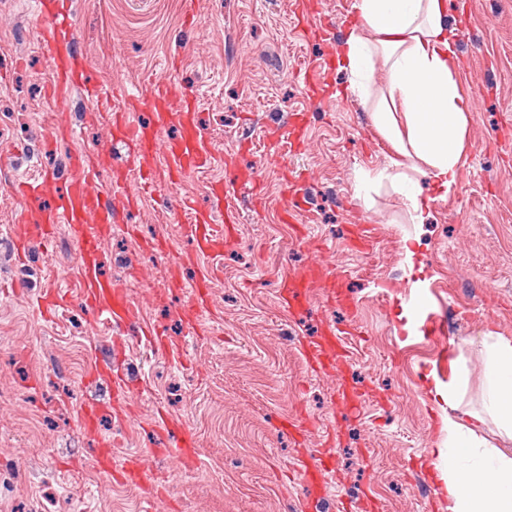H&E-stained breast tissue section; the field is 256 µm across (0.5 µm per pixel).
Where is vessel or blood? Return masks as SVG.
<instances>
[{
	"instance_id": "obj_1",
	"label": "vessel or blood",
	"mask_w": 512,
	"mask_h": 512,
	"mask_svg": "<svg viewBox=\"0 0 512 512\" xmlns=\"http://www.w3.org/2000/svg\"><path fill=\"white\" fill-rule=\"evenodd\" d=\"M54 3L55 16L49 21L40 44L41 52L55 67L52 95L62 107L76 91L94 111L107 113L112 140L127 154L125 167L115 170L113 177L114 185L126 190V206H133L138 194L148 192L161 178L180 181L207 169L213 152L191 120V100L180 99L164 82L154 83L146 94L132 96L89 80L84 60L70 47L73 34L61 19L66 0H54ZM144 109L153 112L152 122L145 124L134 120V113ZM173 123L180 126V136L164 137L165 128ZM68 160L74 176L65 188H57L52 174L41 173L17 181L12 192L18 199L31 204L27 218L39 224L43 238L54 239L63 229L78 244L82 265L77 296L93 313L97 326L117 327L131 321L136 309L125 282L97 273L98 256L115 221L112 202L104 188L98 185L102 163L79 152L70 153ZM54 192L60 196L59 204L51 209H37V202ZM213 196L212 207L207 211L194 209L186 198L179 203L180 209L190 215V222L184 225L183 232L196 256L222 251L225 239L232 237L236 230L237 213L225 205L222 188H214ZM218 211L224 215L220 224L214 221ZM209 288L210 281L206 278L193 285L185 309L188 316L199 317L207 312Z\"/></svg>"
}]
</instances>
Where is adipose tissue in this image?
<instances>
[{"mask_svg": "<svg viewBox=\"0 0 512 512\" xmlns=\"http://www.w3.org/2000/svg\"><path fill=\"white\" fill-rule=\"evenodd\" d=\"M355 17L336 46L348 88L371 113L393 155L379 178L409 202L412 223L425 221L417 176L443 192L456 186L470 143L471 113L462 91L448 0H355ZM381 83H373L375 70ZM484 366L481 406L464 409L456 380L439 396L448 406L436 451L444 512H512V453L482 434L494 427L512 440V339L488 330L480 342Z\"/></svg>", "mask_w": 512, "mask_h": 512, "instance_id": "adipose-tissue-1", "label": "adipose tissue"}]
</instances>
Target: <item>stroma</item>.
<instances>
[{"mask_svg":"<svg viewBox=\"0 0 512 512\" xmlns=\"http://www.w3.org/2000/svg\"><path fill=\"white\" fill-rule=\"evenodd\" d=\"M353 3L319 0L318 33L307 37L294 25V0H196L191 22L185 0H70L90 78L131 92L173 83L195 98L194 121L215 149L202 173L159 182L121 213L98 266L126 281L138 319L104 330L74 297L42 313L48 291L74 288L81 252L22 223L10 186L42 170L64 185L74 151L115 168L125 153L80 94L57 114L37 45L46 21L31 0H0V512H343L367 498L380 512H442L415 474L441 445V401L429 382H447L466 363L463 402L478 407L481 335L512 337V0H449L470 150L448 195L420 179L423 224L410 222L388 182L359 181L387 166L391 149L334 62ZM320 58L328 65L315 93L298 70ZM59 117L75 135L55 143ZM284 131L302 146L280 164L271 142ZM244 175L256 192L239 188ZM215 182L240 215L238 236L221 253L183 262L188 216L178 202L210 208ZM294 186L289 224L282 213ZM18 234L27 242L19 264ZM336 261L341 281L320 282L299 310L282 305V278ZM171 274L182 288H168ZM206 276L212 306L188 324L187 288ZM143 324L169 339L166 351L140 343ZM328 327L349 352L340 376L313 371L303 354ZM107 365L129 383L132 414H102L93 436L78 417L109 404L106 381L93 375ZM344 382L364 393L360 414L338 401ZM159 408L193 430L192 466L153 435ZM287 418L308 421L304 441L282 429ZM101 435L112 440L114 466L138 458L165 474V496L100 469ZM326 451L335 478L325 491L312 496L288 481L301 460Z\"/></svg>","mask_w":512,"mask_h":512,"instance_id":"1","label":"stroma"}]
</instances>
